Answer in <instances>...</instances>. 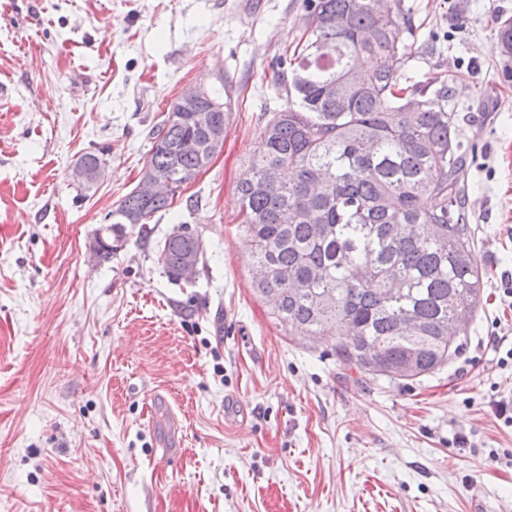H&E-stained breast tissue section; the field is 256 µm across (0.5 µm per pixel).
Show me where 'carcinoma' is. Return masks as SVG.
<instances>
[{"mask_svg":"<svg viewBox=\"0 0 512 512\" xmlns=\"http://www.w3.org/2000/svg\"><path fill=\"white\" fill-rule=\"evenodd\" d=\"M376 2L303 0L305 28L275 70L282 104L260 128L236 191L250 269L267 273L253 287L279 323L333 338L336 356L363 376L387 375L413 349L418 378L460 352V343L448 349V332L467 335L482 269L465 206L467 147L448 111L455 88L402 84L411 25L403 0ZM497 36L502 76L512 81L511 20ZM223 86L222 98L183 93L170 104L143 176L179 188L207 167L222 149L212 132L228 125L237 93L231 81ZM190 139L198 149H182ZM173 198L132 189L108 213L98 258H112L108 241L125 224L149 236L148 221ZM190 253L200 259L197 235L169 234L157 260L178 282ZM408 315L417 323L404 324Z\"/></svg>","mask_w":512,"mask_h":512,"instance_id":"cac0c4a2","label":"carcinoma"}]
</instances>
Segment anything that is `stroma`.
<instances>
[{"label": "stroma", "mask_w": 512, "mask_h": 512, "mask_svg": "<svg viewBox=\"0 0 512 512\" xmlns=\"http://www.w3.org/2000/svg\"><path fill=\"white\" fill-rule=\"evenodd\" d=\"M406 74L457 76L485 271L459 355L360 376L287 331L251 286L235 185L279 101L302 0H0V512H512V81L493 24L512 0H404ZM231 80L224 146L141 238L91 247L188 86ZM105 150L91 190L70 178ZM202 256L171 281L156 245ZM185 226L188 230L185 235L180 237L171 235L183 234L186 231ZM185 226L175 227L171 234L169 233L160 242L157 249V260L171 281L181 282V280H184L187 283H191L197 271V264L200 261V240L197 235L189 230L188 225ZM190 252L194 254L197 263L193 260H188L184 264V259Z\"/></svg>", "instance_id": "1"}]
</instances>
